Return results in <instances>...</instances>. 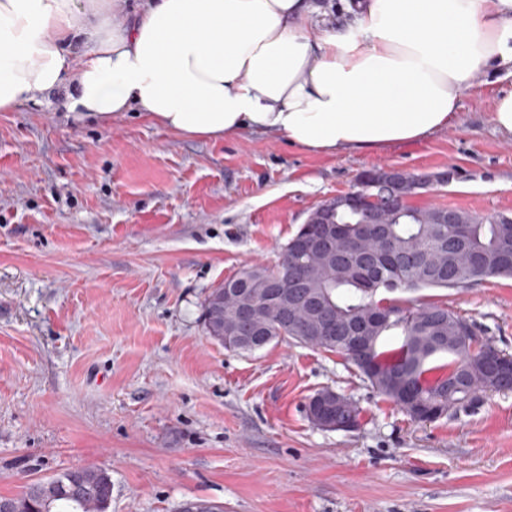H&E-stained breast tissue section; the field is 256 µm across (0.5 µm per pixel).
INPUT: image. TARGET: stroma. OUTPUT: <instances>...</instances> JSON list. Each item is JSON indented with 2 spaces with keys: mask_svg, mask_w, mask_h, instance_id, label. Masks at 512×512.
Masks as SVG:
<instances>
[{
  "mask_svg": "<svg viewBox=\"0 0 512 512\" xmlns=\"http://www.w3.org/2000/svg\"><path fill=\"white\" fill-rule=\"evenodd\" d=\"M512 76L461 94L425 140L329 156L281 135L183 136L136 114L101 123L43 99L0 112V496L81 466L109 512H512V391L415 423L343 356L286 341L224 350L211 288L274 264L312 209L365 170L454 169L418 202L512 216V140L492 123ZM512 354V278L425 289ZM330 388L360 410L314 426Z\"/></svg>",
  "mask_w": 512,
  "mask_h": 512,
  "instance_id": "stroma-1",
  "label": "stroma"
}]
</instances>
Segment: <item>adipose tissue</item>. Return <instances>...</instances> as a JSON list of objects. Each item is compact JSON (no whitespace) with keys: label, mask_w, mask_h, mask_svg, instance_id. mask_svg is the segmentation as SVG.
<instances>
[{"label":"adipose tissue","mask_w":512,"mask_h":512,"mask_svg":"<svg viewBox=\"0 0 512 512\" xmlns=\"http://www.w3.org/2000/svg\"><path fill=\"white\" fill-rule=\"evenodd\" d=\"M311 0H0V112L60 96L104 123L137 111L197 138L276 132L328 155L453 126L464 89L512 68V0H352L319 34Z\"/></svg>","instance_id":"1"}]
</instances>
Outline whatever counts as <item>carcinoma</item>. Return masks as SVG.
<instances>
[{
    "label": "carcinoma",
    "mask_w": 512,
    "mask_h": 512,
    "mask_svg": "<svg viewBox=\"0 0 512 512\" xmlns=\"http://www.w3.org/2000/svg\"><path fill=\"white\" fill-rule=\"evenodd\" d=\"M443 206L384 205L386 239L367 233L365 214L344 209L338 212L329 254L301 253L298 243L308 225L303 224L283 246L281 256L305 268L304 290L314 292L336 314V330L328 336H307L281 321L284 301L266 297L270 276L279 264H252L211 289L202 304L206 332L218 330L216 306L224 308V320L234 319L243 298L257 306L260 329L241 336L224 335V349L253 352L276 339L293 342L345 357L370 385L414 422H432L451 414L478 408L488 393L512 391V371H501L483 358L485 343L475 350L471 337L477 326L445 303L415 299L377 298L381 289L417 292L424 289L459 290L491 278H512V222L495 215L460 211L462 242L448 243L444 225L435 223ZM370 327V346L353 352L344 345V334L357 324ZM403 336L393 351L380 350L384 337ZM447 355V372L429 380L428 361ZM73 470L38 481L23 492L4 498L11 512H108L112 502L109 473L86 466L78 479L79 496L72 491Z\"/></svg>",
    "instance_id": "obj_1"
}]
</instances>
